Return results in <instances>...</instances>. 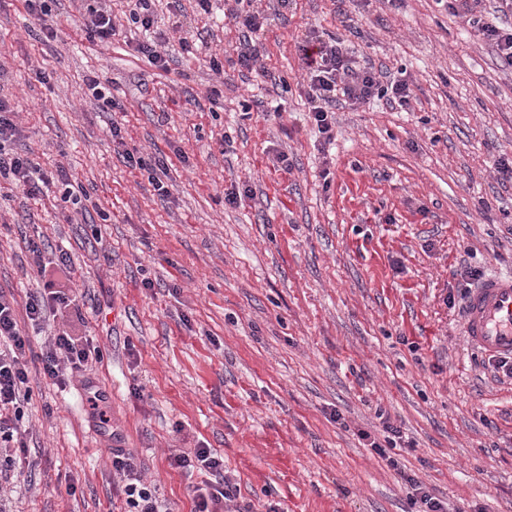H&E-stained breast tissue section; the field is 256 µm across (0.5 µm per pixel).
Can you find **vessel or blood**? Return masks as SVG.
<instances>
[{"label":"vessel or blood","mask_w":512,"mask_h":512,"mask_svg":"<svg viewBox=\"0 0 512 512\" xmlns=\"http://www.w3.org/2000/svg\"><path fill=\"white\" fill-rule=\"evenodd\" d=\"M463 328L469 344L488 356L512 358V276L471 288Z\"/></svg>","instance_id":"obj_1"}]
</instances>
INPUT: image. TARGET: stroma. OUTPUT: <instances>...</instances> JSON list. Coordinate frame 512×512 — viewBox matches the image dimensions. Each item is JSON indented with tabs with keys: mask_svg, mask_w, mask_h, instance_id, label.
<instances>
[{
	"mask_svg": "<svg viewBox=\"0 0 512 512\" xmlns=\"http://www.w3.org/2000/svg\"><path fill=\"white\" fill-rule=\"evenodd\" d=\"M132 7L112 0L123 29L106 45L81 32V0L43 20L0 0V95L20 145L89 196L80 214L62 187L31 198L0 183V291L79 296L31 337L13 512L127 510L89 390L40 373L57 329L100 347L101 408L170 512H193L200 477L169 456L199 446L223 454L251 512H416L405 472L448 512H512V379L468 344L459 299L471 279L512 274V182L493 169L512 156V68L439 0H259L262 68L245 75L224 0H156L163 72L131 48L144 38ZM311 28L407 83L409 108L340 105L324 143L301 85ZM91 72L119 111L89 94ZM114 123L128 148L166 157L167 196L119 157ZM232 188L250 192L240 207L224 204ZM379 409L408 441L394 469L360 437L384 442Z\"/></svg>",
	"mask_w": 512,
	"mask_h": 512,
	"instance_id": "obj_1",
	"label": "stroma"
}]
</instances>
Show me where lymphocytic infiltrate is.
<instances>
[{
  "label": "lymphocytic infiltrate",
  "instance_id": "obj_1",
  "mask_svg": "<svg viewBox=\"0 0 512 512\" xmlns=\"http://www.w3.org/2000/svg\"><path fill=\"white\" fill-rule=\"evenodd\" d=\"M241 2L233 0L226 11L228 18L243 30L237 63L241 70L250 72L261 57L259 42L265 17L261 11L241 9ZM300 51L309 119L324 141L335 138L334 114L338 102L359 105L380 96L389 97L402 107L410 102L411 91L406 83H384L382 71L353 61L338 38L306 35ZM20 135L14 110L0 96V177L11 180L32 198L55 183L69 187L64 168H57L49 176L28 156L12 151L11 146ZM15 305L13 296L0 291V512L8 501L4 487L12 478L14 461L27 450L22 424L28 401L30 366L26 353L30 338L19 327ZM99 359L100 350L92 341L67 332L57 333L45 341L42 373L62 386L70 378L90 370ZM111 464L113 474L124 481L123 492L130 512H167L155 486L144 481L131 451L113 448ZM170 465L200 475L201 481L194 488V512H243L238 501L240 490L225 471L224 458L216 449L202 446L174 454Z\"/></svg>",
  "mask_w": 512,
  "mask_h": 512
}]
</instances>
